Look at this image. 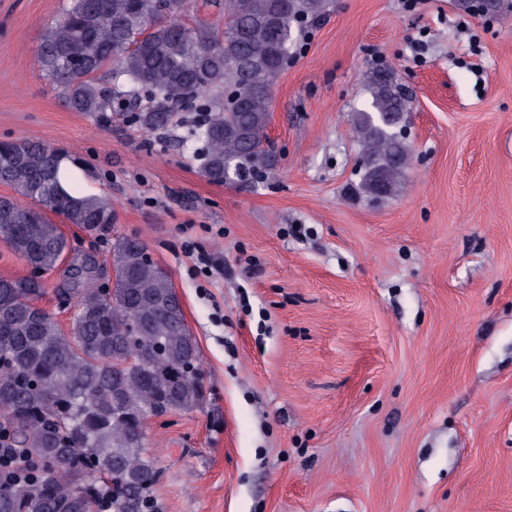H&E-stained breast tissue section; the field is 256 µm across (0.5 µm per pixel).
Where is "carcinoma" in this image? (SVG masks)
<instances>
[{"mask_svg": "<svg viewBox=\"0 0 512 512\" xmlns=\"http://www.w3.org/2000/svg\"><path fill=\"white\" fill-rule=\"evenodd\" d=\"M189 0H69L44 33L37 64L76 112L116 107L148 133L195 113L189 142L216 184L255 185L274 165L269 104L305 29L329 0H220L224 28L185 24ZM351 113L360 146V193L369 201L405 188L410 100L395 71L371 67ZM64 155L34 140L0 141V243L32 274L0 278V512H160V469L142 445L144 419L191 413L204 402L199 345L169 275L147 246L119 236L99 287L85 255L67 272L68 329L38 305L42 274L58 269L68 241L44 211L101 231L112 200L73 194L59 177ZM141 323L136 347L122 342Z\"/></svg>", "mask_w": 512, "mask_h": 512, "instance_id": "carcinoma-1", "label": "carcinoma"}]
</instances>
